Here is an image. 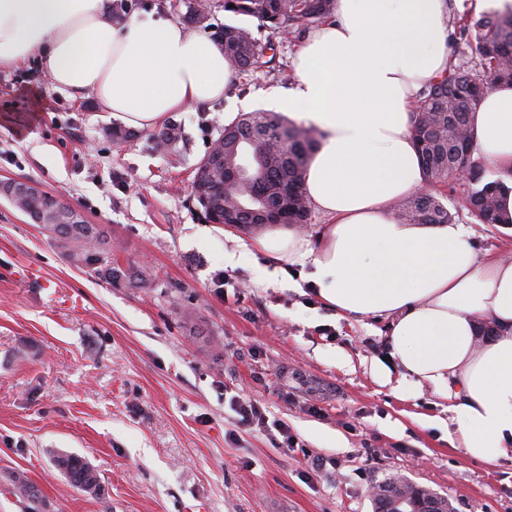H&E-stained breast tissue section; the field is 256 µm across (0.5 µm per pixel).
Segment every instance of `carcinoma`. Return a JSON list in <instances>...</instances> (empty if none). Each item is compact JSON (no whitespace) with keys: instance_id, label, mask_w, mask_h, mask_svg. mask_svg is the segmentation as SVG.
Segmentation results:
<instances>
[{"instance_id":"carcinoma-1","label":"carcinoma","mask_w":512,"mask_h":512,"mask_svg":"<svg viewBox=\"0 0 512 512\" xmlns=\"http://www.w3.org/2000/svg\"><path fill=\"white\" fill-rule=\"evenodd\" d=\"M335 0H224V12L253 18L286 36L331 18ZM450 25L457 30L475 54L470 68L449 63L448 73L427 86L415 101L412 136L423 162L427 187L399 203L398 217L408 224H453L455 214L440 201L432 188L445 187L458 160L474 150L472 121L481 96L498 83L512 84V12L492 10L472 23L454 16ZM215 42L224 49V58L238 72L256 71L273 63L251 30L226 24L215 32ZM318 145L311 127L297 125L286 117L265 110L239 115L224 126L206 158L220 156L189 194L199 210V218L210 224L228 223L234 211L244 229H259L251 214L243 211L244 202L263 210L272 208L274 224H305L309 207L305 198V178L309 162ZM251 157L250 171L237 181L234 201L224 200V172L241 168L244 155ZM506 185L497 180L474 189L463 207L482 224H512L499 209L498 199ZM36 210L67 211L70 205L58 197L39 191L25 201ZM54 245L74 266L93 267L109 283L129 276L139 284L147 281L144 271L129 275L104 263V234L97 224H63L47 228ZM56 467L70 473L74 488L93 496L101 494L98 471L84 458L53 453Z\"/></svg>"}]
</instances>
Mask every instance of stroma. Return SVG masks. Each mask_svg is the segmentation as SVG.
Listing matches in <instances>:
<instances>
[{
    "label": "stroma",
    "mask_w": 512,
    "mask_h": 512,
    "mask_svg": "<svg viewBox=\"0 0 512 512\" xmlns=\"http://www.w3.org/2000/svg\"><path fill=\"white\" fill-rule=\"evenodd\" d=\"M277 63L238 75L223 101L157 129L112 136L93 99L73 103L32 58L0 70V183L24 180L100 225L113 266L146 287L78 268L0 196V512H374L390 476L450 499L456 512H512V455L472 458L430 385L400 383L384 318L336 319L288 275L257 281L265 256L227 264L224 227L198 219L186 187L225 124L272 109L294 81L301 36L244 19ZM470 182L439 198L470 231L477 262L512 257V232L461 210ZM260 403L298 441L239 425L232 396ZM84 457L104 492L72 487L49 453ZM321 461L320 470L312 462ZM21 475L41 491L13 492Z\"/></svg>",
    "instance_id": "obj_1"
}]
</instances>
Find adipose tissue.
Instances as JSON below:
<instances>
[{
	"mask_svg": "<svg viewBox=\"0 0 512 512\" xmlns=\"http://www.w3.org/2000/svg\"><path fill=\"white\" fill-rule=\"evenodd\" d=\"M448 10V0H336L275 100L323 134L305 195L327 222L313 240L283 227L231 234L226 260L312 257L306 280L323 306L388 318L403 382L432 385L467 453L494 460L512 452V262L477 264L465 225L406 224L395 211L425 186L412 107L448 69ZM34 57L70 98L141 129L222 100L234 81L223 49L173 19L120 24L106 0H0V69ZM472 136L488 166L512 172V85L482 98ZM485 322L494 332L481 346Z\"/></svg>",
	"mask_w": 512,
	"mask_h": 512,
	"instance_id": "ef3b65f1",
	"label": "adipose tissue"
}]
</instances>
